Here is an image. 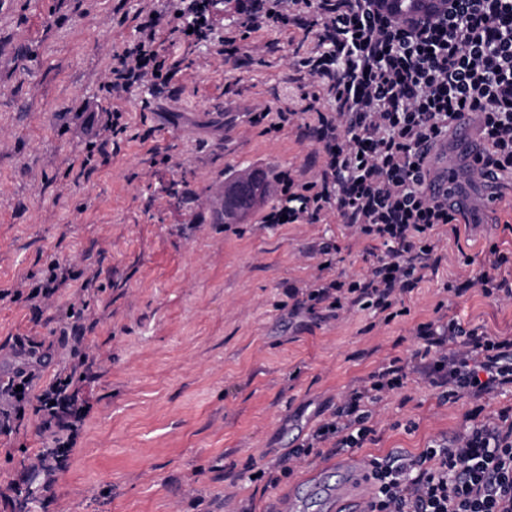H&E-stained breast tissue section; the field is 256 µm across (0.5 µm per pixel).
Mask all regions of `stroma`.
Instances as JSON below:
<instances>
[{
    "instance_id": "1",
    "label": "stroma",
    "mask_w": 512,
    "mask_h": 512,
    "mask_svg": "<svg viewBox=\"0 0 512 512\" xmlns=\"http://www.w3.org/2000/svg\"><path fill=\"white\" fill-rule=\"evenodd\" d=\"M145 4L0 0V291L40 280L53 261L76 276L40 307L0 305V374L12 372L20 338L49 358L23 417L0 432V512H19L14 489L51 445L37 429L36 394L74 371L85 417L33 512H270L337 451L327 444L298 459L273 486L257 469L305 444L353 386L393 363L415 371L376 406L371 434L350 453L357 464L417 457L475 415L512 409L510 386L441 402L420 371L418 336L420 325L451 321L512 336V298L463 287L490 247L512 252V212L456 234L441 227L438 266L392 321L323 303L292 314L289 290L311 284L322 262L356 279L367 254L385 251L331 215L265 224L259 207L237 224L214 220L225 173L297 174L311 160L294 131L266 134L249 121L263 106L287 107L288 53L303 33H253L232 65L166 29L160 51L184 68L179 92L157 97L142 85L107 98L112 50L135 38ZM149 99L160 112L143 110ZM85 101L128 122L91 172L76 166L84 144L71 116ZM80 290L77 324L67 312Z\"/></svg>"
}]
</instances>
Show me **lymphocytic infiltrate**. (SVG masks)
<instances>
[{"instance_id":"obj_1","label":"lymphocytic infiltrate","mask_w":512,"mask_h":512,"mask_svg":"<svg viewBox=\"0 0 512 512\" xmlns=\"http://www.w3.org/2000/svg\"><path fill=\"white\" fill-rule=\"evenodd\" d=\"M204 0H163L141 11L134 41L112 53L104 85L121 98L138 84L169 91L176 65L159 49L162 25L187 17L195 38L212 32ZM231 19L219 37L222 61L264 28L304 24L312 46L294 53L290 83L298 96L287 108L253 113L269 130H312L317 165L310 180L291 172L276 177L278 199L264 223L315 224L335 213L342 224L382 241L367 271L349 282L322 279L305 290L307 301L389 309L422 281L438 260L437 230L462 223L460 213L425 192L430 175L423 152L447 141L465 113L480 112L487 150L483 167L512 177V0H452L446 16H393L380 0H225ZM89 141L81 167L127 130L119 109L107 114L77 109ZM485 273L469 287L484 295L512 296V257L490 248ZM420 336L433 359L431 383L443 398H478L512 384V338L481 339L456 322ZM403 368L375 372L353 389L331 420L312 434L313 445L335 441L339 450L361 447L371 408L403 386ZM41 428L49 436L82 419L73 396L48 388L39 395ZM370 499L363 512H512V424L486 421L433 442L418 458L400 455L369 463Z\"/></svg>"}]
</instances>
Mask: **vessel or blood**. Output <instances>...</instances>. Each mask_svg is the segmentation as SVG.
Listing matches in <instances>:
<instances>
[{
	"mask_svg": "<svg viewBox=\"0 0 512 512\" xmlns=\"http://www.w3.org/2000/svg\"><path fill=\"white\" fill-rule=\"evenodd\" d=\"M481 119L478 113L465 114L450 144L431 150L433 173L428 191L434 196L447 200L450 208L470 211L473 197H480L488 209H496L498 182L488 173H475L465 178L466 170H473L475 157L482 151L483 143L479 134ZM339 479L336 485L322 484L313 480L314 495L326 512H340L349 505H360L361 495L369 484L366 470L351 460L342 459L336 464Z\"/></svg>",
	"mask_w": 512,
	"mask_h": 512,
	"instance_id": "vessel-or-blood-1",
	"label": "vessel or blood"
}]
</instances>
